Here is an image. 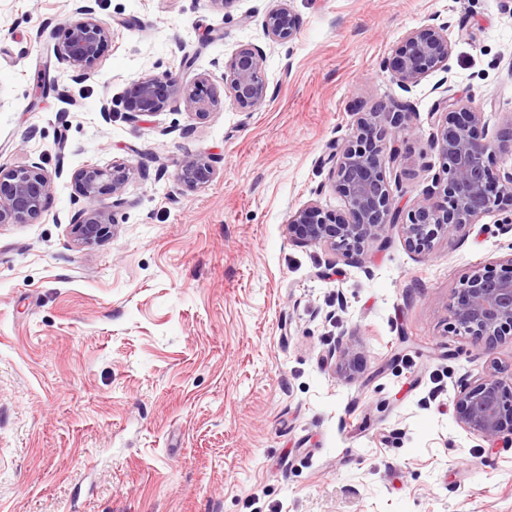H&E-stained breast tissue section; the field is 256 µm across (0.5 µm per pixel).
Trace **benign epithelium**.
I'll return each instance as SVG.
<instances>
[{"instance_id":"benign-epithelium-1","label":"benign epithelium","mask_w":512,"mask_h":512,"mask_svg":"<svg viewBox=\"0 0 512 512\" xmlns=\"http://www.w3.org/2000/svg\"><path fill=\"white\" fill-rule=\"evenodd\" d=\"M83 0L68 19L64 40L57 56L82 74L96 67L105 44L112 38V24L101 19ZM299 17L285 5L270 9L263 25L268 39L285 43L294 39ZM452 52L448 26L426 24L409 31L400 48L386 62L400 85L408 90L428 72L446 65ZM265 51L241 47L225 65L224 92L242 110L263 103L268 94ZM180 87L170 78L143 74L127 87L124 102L136 119L164 111ZM218 88L184 92L185 106L199 119L221 107ZM410 103L400 101L387 112H359L358 132L337 143L324 163L329 165V186L345 205L346 215L332 217L317 203L299 208L286 224L291 238L305 245H326L362 261L365 247L382 240L388 227H401L405 243L420 254L429 252L434 241L466 231L485 215L512 203V170L497 171L493 160L503 146L479 139L475 129L484 113L470 102L454 96L440 97L431 111L434 131L429 142L437 156L439 170L428 193L442 197L437 204L423 203L404 212L397 203L386 166L396 161L391 145L406 129ZM130 169L116 164L110 170L85 167L74 174L76 194L83 206L74 223V234L84 245H97L112 237L111 217L98 205L103 181H108L116 203L129 180ZM215 175L210 161L201 156L186 158L178 179L188 190L209 184ZM50 177L37 162L0 165V224H20L45 211ZM450 329L473 339L487 350L512 341V253L496 272L477 265L462 280L451 307ZM337 373L349 378L358 371L355 355L340 344L333 350ZM459 423L469 433L491 444L512 431V375L505 377L495 368L482 373L477 382L459 385L455 396Z\"/></svg>"}]
</instances>
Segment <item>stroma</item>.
<instances>
[{"instance_id": "35a3bbf8", "label": "stroma", "mask_w": 512, "mask_h": 512, "mask_svg": "<svg viewBox=\"0 0 512 512\" xmlns=\"http://www.w3.org/2000/svg\"><path fill=\"white\" fill-rule=\"evenodd\" d=\"M278 2L98 0L112 38L78 76L57 57L74 0H0V165L51 177L39 217L0 224V512H512V447L465 431L454 403L486 366L512 373V344L449 328L471 267L512 253V210L425 255L391 227L360 263L286 233L307 203L343 213L322 159L358 112L410 102L386 171L408 211L439 169L442 90L483 112L481 136H511L512 10L287 0L300 28L274 44ZM425 24L447 25L452 53L407 93L384 63ZM244 45L267 55L262 104L200 120L177 96L128 117L142 74L220 87ZM194 155L216 175L190 191L177 170ZM117 163L122 204L100 195L113 236L82 245L73 175ZM339 343L364 360L353 379Z\"/></svg>"}]
</instances>
